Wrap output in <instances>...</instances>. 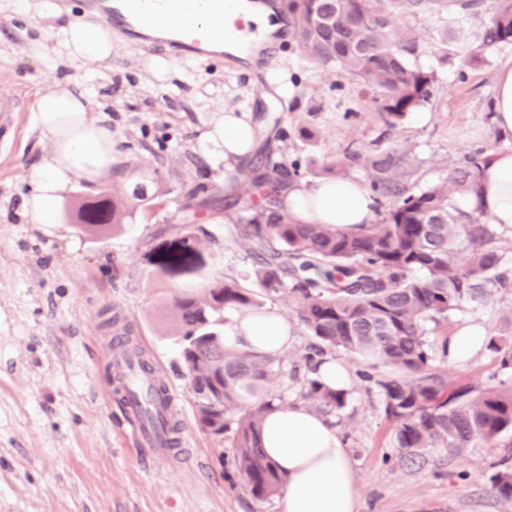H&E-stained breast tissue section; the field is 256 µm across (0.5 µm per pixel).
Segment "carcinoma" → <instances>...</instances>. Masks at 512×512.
I'll use <instances>...</instances> for the list:
<instances>
[{
  "label": "carcinoma",
  "mask_w": 512,
  "mask_h": 512,
  "mask_svg": "<svg viewBox=\"0 0 512 512\" xmlns=\"http://www.w3.org/2000/svg\"><path fill=\"white\" fill-rule=\"evenodd\" d=\"M403 9L448 11L467 15L484 11L486 0H394ZM288 30L300 53L327 67L352 75L374 93L373 102L390 126L430 99L436 77L413 56L416 42L396 28L395 14L380 13L369 0H281ZM512 43V0H493L479 48ZM361 159L357 151L328 168L344 177ZM480 149L452 168L436 184L412 191L399 179L407 154L381 152L369 159V178L376 208H385L373 224L341 228L334 224H301L288 213L281 191L293 184L298 169L280 181L281 164L263 143L251 162L258 200L241 207V238L257 242L259 288L288 297L307 330L322 345L374 359L390 368L378 378L368 375L393 423L397 447L408 455L427 448L461 449L474 441L496 445L512 432V388L478 391L452 387L447 373L433 368L428 325H448L450 314L504 279L499 232L482 213L464 210L459 197L478 193ZM128 208L122 210L101 191L71 206L77 227L100 237L126 223L137 209H149L158 193H148L134 172ZM183 233L153 249L154 274L167 277L196 250L191 231L195 215L183 218ZM172 322L180 337V357L191 387L210 396L196 397L200 427L229 442L237 467L252 495L265 500L279 493L281 479L261 450L265 411L270 398L248 405L268 376L276 358L224 345V312L260 310L261 303L242 288L217 282L203 294L185 292L170 298ZM487 347L501 368L512 369V338L492 336ZM305 397L326 411L345 406V395L307 380ZM156 423L177 444L178 425L165 414ZM497 494L512 499V473L497 475Z\"/></svg>",
  "instance_id": "obj_1"
}]
</instances>
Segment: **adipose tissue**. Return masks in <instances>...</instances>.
I'll return each mask as SVG.
<instances>
[{
  "label": "adipose tissue",
  "instance_id": "adipose-tissue-1",
  "mask_svg": "<svg viewBox=\"0 0 512 512\" xmlns=\"http://www.w3.org/2000/svg\"><path fill=\"white\" fill-rule=\"evenodd\" d=\"M50 39L71 62L103 61L112 54V40L97 26L69 24L52 28ZM49 88L32 110L33 125L49 140V152L29 168L31 191L23 208L31 223L49 224L57 200L75 178H111L116 143L109 118L89 115L92 89L49 76ZM263 135L260 124L233 112L210 123L201 136L205 154L232 168L250 154ZM479 207L500 231L512 233V148L492 152L482 164ZM284 200L295 220L305 224L350 227L370 223L372 194L357 178L322 179L286 189ZM293 340V330L273 311L235 315L224 325V344L261 355H278ZM263 451L282 481V512H360L356 463L333 420L301 403L277 404L264 418Z\"/></svg>",
  "mask_w": 512,
  "mask_h": 512
}]
</instances>
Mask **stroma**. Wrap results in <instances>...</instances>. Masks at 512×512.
<instances>
[{
  "label": "stroma",
  "mask_w": 512,
  "mask_h": 512,
  "mask_svg": "<svg viewBox=\"0 0 512 512\" xmlns=\"http://www.w3.org/2000/svg\"><path fill=\"white\" fill-rule=\"evenodd\" d=\"M52 22L0 9V91L24 102L0 131V512H281L279 497L255 499L235 464V451L201 429L195 397L178 353L171 312L163 301L174 291L203 293L213 281L256 290L257 243L244 240L226 205L247 198L246 183L231 185L237 169L213 164L199 137L224 112L250 113L267 130L277 161L298 165L303 181L326 178L327 166L346 150L363 156L408 151L404 182L419 189L444 180L450 168L476 150L505 140L492 122V100L502 67L512 65V43L479 50L486 15L454 16L419 10L399 15L397 28L418 43L417 61L436 82L430 100L387 126L372 95L344 72L303 58L294 41L282 42L268 67L279 71L292 95L257 81L258 66L225 64L221 55L171 58L166 80L153 70L155 51L136 35L112 33L104 61L63 62L57 73L92 77V112L112 119L120 160L146 177L159 194L155 208L102 237L81 233L58 211L53 224L22 215L27 171L49 150L31 126V110L48 85L36 56L49 25L82 15L83 0H60ZM455 36L441 44L437 30ZM309 138H301L299 128ZM204 189L208 207L191 229L205 259L197 273L154 276L149 253L171 239L191 193ZM505 285L464 304L449 328L473 320L489 335L506 333L512 317V235L504 236ZM278 312L294 340L277 357L263 397L304 399L314 343L287 297H262ZM129 329L175 397L183 455L157 462L139 452L113 378V339ZM354 374L341 410L332 414L358 470L362 512H512V499L493 488L495 474L512 471V434L498 446L431 448L410 458L394 443L375 386L363 379L371 362L337 349ZM448 380L476 389L512 387L491 351L465 363L437 359Z\"/></svg>",
  "instance_id": "obj_1"
}]
</instances>
